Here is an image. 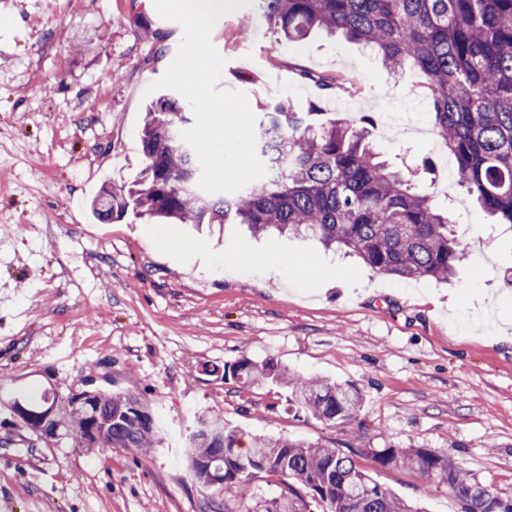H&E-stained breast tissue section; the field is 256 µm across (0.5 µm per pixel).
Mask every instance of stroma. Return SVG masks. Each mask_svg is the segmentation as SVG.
<instances>
[{
    "mask_svg": "<svg viewBox=\"0 0 512 512\" xmlns=\"http://www.w3.org/2000/svg\"><path fill=\"white\" fill-rule=\"evenodd\" d=\"M182 34L154 0H0V512H202L209 498L243 512L277 496L264 473L243 488L196 479L185 445L205 414L344 450L431 448L512 498V229L456 185L418 75L394 77L340 36L288 43L250 7L211 35L221 87L244 92L253 113L283 97L368 113L382 159H432L435 178L417 189L448 205L470 243L449 282L380 275L313 239L91 212L104 182L131 184L144 168L145 90ZM294 63L345 74L355 91L296 80ZM244 357L352 385L361 411L333 424L289 407L277 383L239 388L224 368ZM89 378L144 395L159 447H29L14 398ZM372 476L423 512H461L419 471Z\"/></svg>",
    "mask_w": 512,
    "mask_h": 512,
    "instance_id": "obj_1",
    "label": "stroma"
}]
</instances>
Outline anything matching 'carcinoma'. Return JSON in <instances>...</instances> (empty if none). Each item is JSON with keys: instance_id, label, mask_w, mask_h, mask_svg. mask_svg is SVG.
I'll return each mask as SVG.
<instances>
[{"instance_id": "carcinoma-1", "label": "carcinoma", "mask_w": 512, "mask_h": 512, "mask_svg": "<svg viewBox=\"0 0 512 512\" xmlns=\"http://www.w3.org/2000/svg\"><path fill=\"white\" fill-rule=\"evenodd\" d=\"M260 14L290 42L312 31L341 34L370 48L393 75L409 69L432 101V125L457 162V183L496 224L512 227V0H254ZM303 81L342 92L340 73L294 66ZM312 104L303 112L288 100L270 103L256 132L265 177L231 197H206L200 165L181 139L186 117L177 100L160 97L147 108L140 132L146 166L131 187L105 184L92 200L106 221L129 212L178 224H241L255 237L276 232L314 238L345 250L371 269L402 279L448 280L467 254L464 236L448 228V212L416 191L430 171L379 159L369 143L370 116L325 120ZM240 387L272 381L288 387L291 406L332 423L357 418L362 395L350 385L305 377L268 358L243 357L224 366ZM61 396L33 391L13 401L49 415L28 424L35 440L56 431L79 448L148 450L159 426L141 395L97 386ZM189 459L206 486L241 485L265 472L283 484L279 496L248 504L246 512H417L377 483L353 455L303 439L254 436L218 416L199 419L189 436ZM380 467L401 466L435 475L463 503L462 512H512V499L476 481L429 448H381Z\"/></svg>"}]
</instances>
